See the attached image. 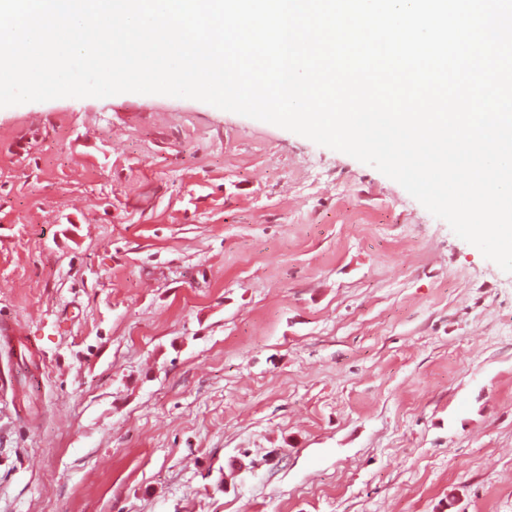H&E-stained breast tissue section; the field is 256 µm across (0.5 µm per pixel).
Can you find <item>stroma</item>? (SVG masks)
<instances>
[{
  "label": "stroma",
  "instance_id": "stroma-1",
  "mask_svg": "<svg viewBox=\"0 0 512 512\" xmlns=\"http://www.w3.org/2000/svg\"><path fill=\"white\" fill-rule=\"evenodd\" d=\"M0 512H512V273L276 125L0 108Z\"/></svg>",
  "mask_w": 512,
  "mask_h": 512
}]
</instances>
